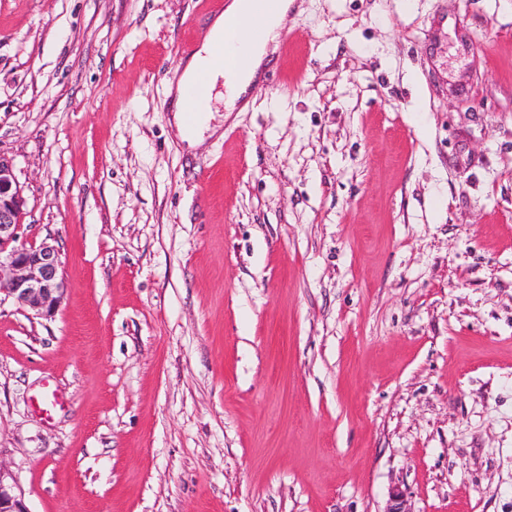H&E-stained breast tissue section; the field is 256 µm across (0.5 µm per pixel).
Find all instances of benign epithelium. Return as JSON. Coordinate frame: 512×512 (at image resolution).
<instances>
[{"label": "benign epithelium", "mask_w": 512, "mask_h": 512, "mask_svg": "<svg viewBox=\"0 0 512 512\" xmlns=\"http://www.w3.org/2000/svg\"><path fill=\"white\" fill-rule=\"evenodd\" d=\"M24 205L12 162L0 154V295L48 319L59 309L66 291L62 261L53 245L28 246L20 241ZM0 512H27L1 467Z\"/></svg>", "instance_id": "benign-epithelium-1"}]
</instances>
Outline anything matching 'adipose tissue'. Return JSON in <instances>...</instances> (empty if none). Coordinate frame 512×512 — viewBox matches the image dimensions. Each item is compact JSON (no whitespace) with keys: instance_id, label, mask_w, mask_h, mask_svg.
Returning <instances> with one entry per match:
<instances>
[{"instance_id":"ef3b65f1","label":"adipose tissue","mask_w":512,"mask_h":512,"mask_svg":"<svg viewBox=\"0 0 512 512\" xmlns=\"http://www.w3.org/2000/svg\"><path fill=\"white\" fill-rule=\"evenodd\" d=\"M292 4L293 0H275L272 9L260 11L252 6L250 0H226L223 10L213 16L205 41L180 60L168 93L173 97L175 122L188 146L201 143L204 132L209 128L212 106L203 103L198 120L187 124L186 86L200 73H207L210 88L224 90L225 111H234L263 68L270 44L277 41L286 26ZM221 43L235 48L238 61L230 62L216 54L215 47Z\"/></svg>"}]
</instances>
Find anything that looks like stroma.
Returning <instances> with one entry per match:
<instances>
[{"label": "stroma", "mask_w": 512, "mask_h": 512, "mask_svg": "<svg viewBox=\"0 0 512 512\" xmlns=\"http://www.w3.org/2000/svg\"><path fill=\"white\" fill-rule=\"evenodd\" d=\"M211 16L0 0V153L67 285L0 301V467L29 512H512V0H294L192 149Z\"/></svg>", "instance_id": "35a3bbf8"}]
</instances>
